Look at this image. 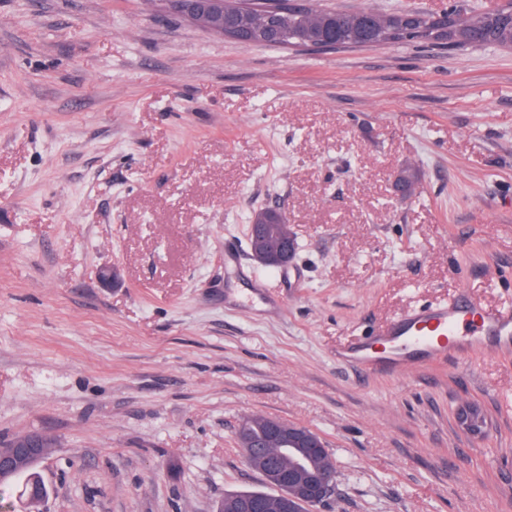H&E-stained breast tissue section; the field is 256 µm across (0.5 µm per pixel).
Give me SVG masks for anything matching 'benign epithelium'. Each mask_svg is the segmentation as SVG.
I'll return each mask as SVG.
<instances>
[{"label":"benign epithelium","instance_id":"7a95c632","mask_svg":"<svg viewBox=\"0 0 512 512\" xmlns=\"http://www.w3.org/2000/svg\"><path fill=\"white\" fill-rule=\"evenodd\" d=\"M164 2L174 14L199 26H209L210 15L196 7V0ZM277 223L288 226V217L275 208L264 223L250 225L249 236L253 239L251 254L262 265L283 267L293 256L295 238L289 230L285 231L276 247L267 245V225ZM460 420L464 428L473 433L482 432L486 425L482 410L475 404L460 410ZM236 436L247 459L257 454L258 449L272 445L294 458V464L287 470L270 464L262 472L266 483L277 490L276 507L279 512H299L301 505L308 509L330 498L335 487L336 471L315 466L310 452L325 448V444L323 439L315 438L305 427L270 417L261 438H255L244 423L238 427ZM54 447L55 438L43 431H32L16 437L8 447L0 448V481L18 476L24 468H36L47 449ZM266 506L263 498L243 497L222 502L220 512H262Z\"/></svg>","mask_w":512,"mask_h":512}]
</instances>
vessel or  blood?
<instances>
[{
	"label": "vessel or blood",
	"instance_id": "obj_1",
	"mask_svg": "<svg viewBox=\"0 0 512 512\" xmlns=\"http://www.w3.org/2000/svg\"><path fill=\"white\" fill-rule=\"evenodd\" d=\"M484 352L512 355V305L488 306L462 288L446 302L395 317L351 344L343 359L364 374L400 375L428 359L455 364Z\"/></svg>",
	"mask_w": 512,
	"mask_h": 512
}]
</instances>
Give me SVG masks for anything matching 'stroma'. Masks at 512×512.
Here are the masks:
<instances>
[{
  "instance_id": "obj_1",
  "label": "stroma",
  "mask_w": 512,
  "mask_h": 512,
  "mask_svg": "<svg viewBox=\"0 0 512 512\" xmlns=\"http://www.w3.org/2000/svg\"><path fill=\"white\" fill-rule=\"evenodd\" d=\"M266 207L298 243L274 274L247 246ZM464 286L512 303V49L309 53L154 0H0V440L54 436L42 512H214L264 486L252 414L326 441L313 512H512V359H336Z\"/></svg>"
}]
</instances>
